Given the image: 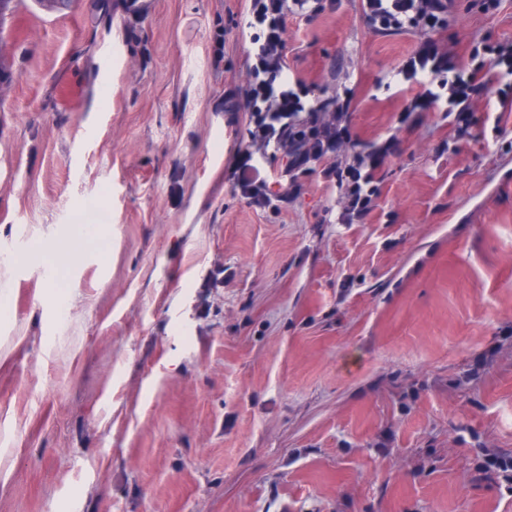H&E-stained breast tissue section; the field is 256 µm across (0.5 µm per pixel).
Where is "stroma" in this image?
<instances>
[{"mask_svg": "<svg viewBox=\"0 0 512 512\" xmlns=\"http://www.w3.org/2000/svg\"><path fill=\"white\" fill-rule=\"evenodd\" d=\"M258 0H75L8 27L0 512H512V107L405 117L422 42H512V0L381 31L277 23L350 139L282 172L250 101ZM112 44L109 82L103 47ZM390 147L346 222L356 147ZM257 168L274 196L237 181ZM70 241L77 262L56 251Z\"/></svg>", "mask_w": 512, "mask_h": 512, "instance_id": "1", "label": "stroma"}]
</instances>
